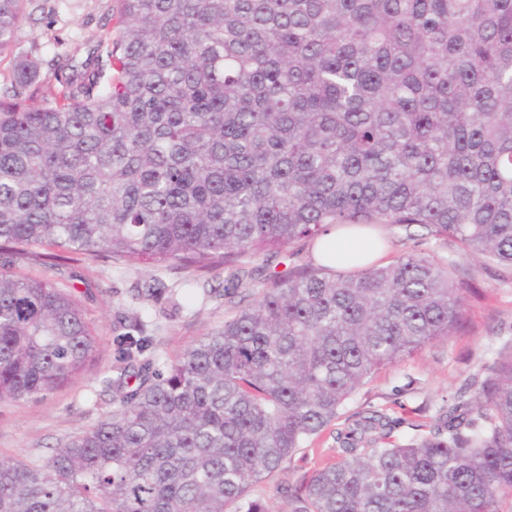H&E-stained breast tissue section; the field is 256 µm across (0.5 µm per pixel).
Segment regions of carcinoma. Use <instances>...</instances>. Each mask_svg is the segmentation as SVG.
<instances>
[{"mask_svg": "<svg viewBox=\"0 0 512 512\" xmlns=\"http://www.w3.org/2000/svg\"><path fill=\"white\" fill-rule=\"evenodd\" d=\"M25 0H0V51ZM58 88L21 54L0 84V402L53 393L98 336L80 301L9 263L45 247L231 270L332 226H418L512 267V0H113ZM410 250L341 276L270 275L164 369L136 317L112 415L45 459L0 462V512H272L250 488L378 369L452 335L472 292ZM441 432L387 445L380 412L289 512H512V345Z\"/></svg>", "mask_w": 512, "mask_h": 512, "instance_id": "carcinoma-1", "label": "carcinoma"}]
</instances>
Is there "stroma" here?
I'll list each match as a JSON object with an SVG mask.
<instances>
[{
	"mask_svg": "<svg viewBox=\"0 0 512 512\" xmlns=\"http://www.w3.org/2000/svg\"><path fill=\"white\" fill-rule=\"evenodd\" d=\"M113 0H30L17 32V48H36L41 60L38 94L56 90L51 61L67 55L83 61L97 46L111 22ZM384 240L379 264L395 261L410 249L425 250L453 259V279L473 280L464 324L447 340L426 346L413 357L376 371L345 403L341 414L350 416L379 410L393 421L390 441H421L437 431L449 399L463 392L470 376L491 360L497 346L512 340V268L482 264L459 242L416 238L407 241L402 230L375 227ZM314 242L303 238L279 253L249 259L234 302L222 295L229 273L216 269L196 275L190 269L118 264L107 260H71L49 267L36 261L16 262L20 276L47 277L80 300L99 341L85 371L66 387L35 400L0 402V460L46 458L84 429L112 412V391L105 383L112 374L113 338L134 318H141L152 338L147 355L156 364L175 360L204 334L223 325L238 307L256 298V280L275 272L311 263ZM156 284L154 298L138 300L137 288ZM336 443L324 429L299 449L283 470L253 487L251 494L269 503L273 512L288 504L278 489L294 485L317 469L334 463Z\"/></svg>",
	"mask_w": 512,
	"mask_h": 512,
	"instance_id": "35a3bbf8",
	"label": "stroma"
}]
</instances>
